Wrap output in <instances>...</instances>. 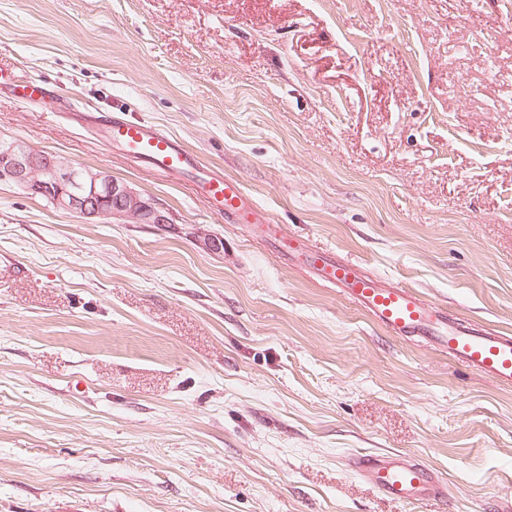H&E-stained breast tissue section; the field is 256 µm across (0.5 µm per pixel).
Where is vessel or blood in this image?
<instances>
[{
  "label": "vessel or blood",
  "mask_w": 512,
  "mask_h": 512,
  "mask_svg": "<svg viewBox=\"0 0 512 512\" xmlns=\"http://www.w3.org/2000/svg\"><path fill=\"white\" fill-rule=\"evenodd\" d=\"M11 94L30 104L41 101L45 89L38 82L17 81ZM103 131L109 143L157 174L199 173L196 189L212 210L236 224L265 225L280 254L300 258L319 283L338 289L388 334L421 339L464 366L512 387V333L471 323L415 289L381 285L360 265L337 259L324 250L309 249L280 225L268 223L239 179L206 166L177 137L155 125L116 116L104 124ZM346 466L380 494L396 501L441 500L448 496V484L434 468L402 453L353 454L347 457Z\"/></svg>",
  "instance_id": "vessel-or-blood-1"
}]
</instances>
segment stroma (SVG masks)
Returning a JSON list of instances; mask_svg holds the SVG:
<instances>
[{
  "instance_id": "1",
  "label": "stroma",
  "mask_w": 512,
  "mask_h": 512,
  "mask_svg": "<svg viewBox=\"0 0 512 512\" xmlns=\"http://www.w3.org/2000/svg\"><path fill=\"white\" fill-rule=\"evenodd\" d=\"M0 140L112 175L166 224L0 181V512H500L512 388L106 146L125 114L313 249L512 331V0H0ZM221 240L218 251L201 238ZM401 452L447 500L344 466ZM11 86V95L22 103H36L45 97L46 90L38 82L15 81Z\"/></svg>"
}]
</instances>
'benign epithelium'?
Wrapping results in <instances>:
<instances>
[{"instance_id":"benign-epithelium-1","label":"benign epithelium","mask_w":512,"mask_h":512,"mask_svg":"<svg viewBox=\"0 0 512 512\" xmlns=\"http://www.w3.org/2000/svg\"><path fill=\"white\" fill-rule=\"evenodd\" d=\"M0 174L86 221L112 217L132 224L171 223L165 212L111 175L36 152L20 141H0Z\"/></svg>"}]
</instances>
